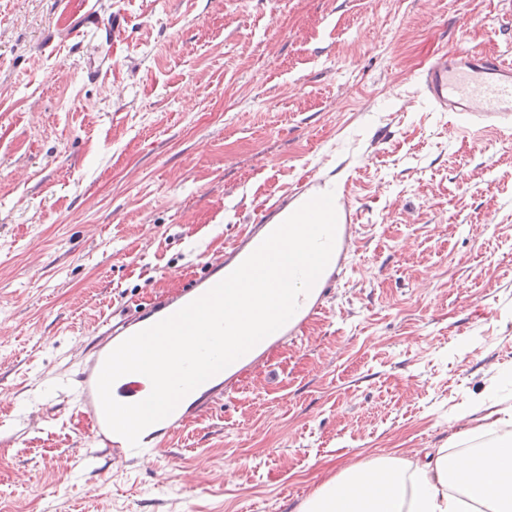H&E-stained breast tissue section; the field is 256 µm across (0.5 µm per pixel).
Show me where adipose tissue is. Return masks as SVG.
I'll return each mask as SVG.
<instances>
[{"label": "adipose tissue", "instance_id": "obj_1", "mask_svg": "<svg viewBox=\"0 0 512 512\" xmlns=\"http://www.w3.org/2000/svg\"><path fill=\"white\" fill-rule=\"evenodd\" d=\"M478 413L496 434L489 447L387 451L343 465L293 512H512V406L481 395L457 417Z\"/></svg>", "mask_w": 512, "mask_h": 512}]
</instances>
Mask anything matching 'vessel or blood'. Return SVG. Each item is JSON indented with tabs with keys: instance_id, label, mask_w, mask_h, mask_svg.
<instances>
[{
	"instance_id": "vessel-or-blood-1",
	"label": "vessel or blood",
	"mask_w": 512,
	"mask_h": 512,
	"mask_svg": "<svg viewBox=\"0 0 512 512\" xmlns=\"http://www.w3.org/2000/svg\"><path fill=\"white\" fill-rule=\"evenodd\" d=\"M421 83L436 111L458 113L474 126L494 130L512 129V63L499 55L459 49L452 59L442 58L432 64L422 75ZM271 230L268 224L249 227L238 245L218 257V265L229 267L241 264ZM334 281L335 276L331 273L319 277L316 282L318 296L306 307L297 310L281 329L270 335L271 345L300 338L306 323L319 312L320 304L326 299ZM201 294V289L187 288L175 298L154 301L147 309L131 314L124 322L115 325L106 320L101 322L98 332L102 343L86 373L80 377V407L90 419L95 432L102 433L107 429L97 392L98 376L107 355L128 338L129 326L151 320L157 314L169 316ZM112 395L122 403L138 402L144 396V384L134 379L118 380L112 387Z\"/></svg>"
}]
</instances>
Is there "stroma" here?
I'll use <instances>...</instances> for the list:
<instances>
[{
  "mask_svg": "<svg viewBox=\"0 0 512 512\" xmlns=\"http://www.w3.org/2000/svg\"><path fill=\"white\" fill-rule=\"evenodd\" d=\"M461 45L512 61V0H0L6 512H292L339 464L491 443L455 414L512 405V132L418 82ZM329 175L357 221L319 317L160 457L103 451L78 410L97 324Z\"/></svg>",
  "mask_w": 512,
  "mask_h": 512,
  "instance_id": "1",
  "label": "stroma"
}]
</instances>
